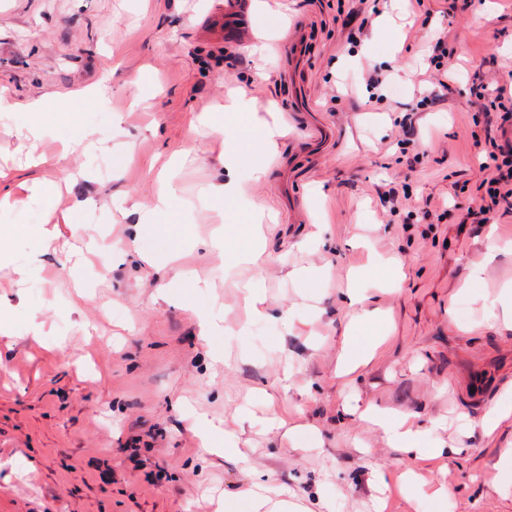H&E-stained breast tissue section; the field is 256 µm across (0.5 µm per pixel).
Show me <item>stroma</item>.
<instances>
[{
    "mask_svg": "<svg viewBox=\"0 0 512 512\" xmlns=\"http://www.w3.org/2000/svg\"><path fill=\"white\" fill-rule=\"evenodd\" d=\"M223 2L0 0V93L13 106L0 113V305L17 332L0 338V512H215L255 486L307 512H434L408 498L410 470L445 488L446 512H512V474L494 469L512 420L484 432L490 408L512 403V329L490 306L512 286V213L472 217L479 138L511 144L512 124L470 95L512 79V0H264L242 47L205 24ZM443 31L448 86L407 128ZM370 69L385 75L384 101L369 99ZM241 99L284 130L270 152L252 130L261 174L224 163L246 125L232 113ZM36 100L61 108L35 140L24 107ZM207 112L223 132L199 124ZM410 137L419 148L401 149ZM223 179L239 192L219 210L209 190ZM44 180L64 184L61 198L35 191ZM163 181L174 201L135 238ZM260 211L277 217L262 266L209 247ZM66 214L64 245L19 282L35 230ZM160 234L182 257L158 271L141 254ZM373 255L401 263L400 285L367 270ZM301 268L327 270L329 287L292 278ZM177 273L182 288L159 298ZM354 286L392 330L342 378ZM253 289L265 318L244 308ZM197 308L219 331L211 342ZM32 322L42 343L25 335ZM481 371L507 380L476 405L460 383ZM367 406L414 414L432 455L389 448L361 419ZM201 422L236 452L203 448Z\"/></svg>",
    "mask_w": 512,
    "mask_h": 512,
    "instance_id": "obj_1",
    "label": "stroma"
}]
</instances>
